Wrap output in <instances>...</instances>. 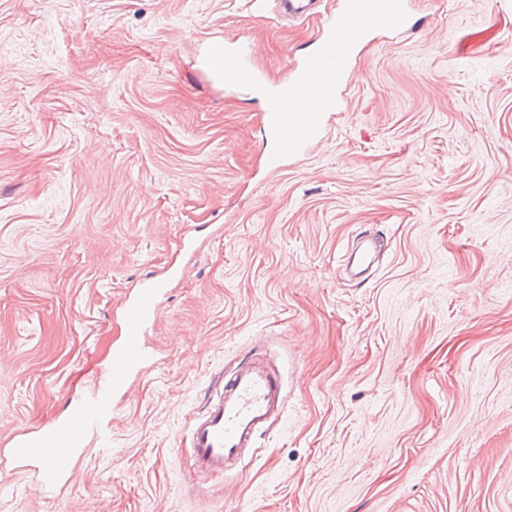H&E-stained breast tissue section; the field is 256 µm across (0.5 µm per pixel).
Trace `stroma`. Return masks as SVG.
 Here are the masks:
<instances>
[{"label": "stroma", "instance_id": "stroma-1", "mask_svg": "<svg viewBox=\"0 0 512 512\" xmlns=\"http://www.w3.org/2000/svg\"><path fill=\"white\" fill-rule=\"evenodd\" d=\"M271 7L0 0V446L62 418L126 293L167 282L109 446L63 486L0 475V512H512V0H417L276 171L261 98L197 64L236 37L285 79L318 22ZM258 355L282 413L201 474L194 420Z\"/></svg>", "mask_w": 512, "mask_h": 512}]
</instances>
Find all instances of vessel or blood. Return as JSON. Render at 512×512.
Instances as JSON below:
<instances>
[{"label": "vessel or blood", "mask_w": 512, "mask_h": 512, "mask_svg": "<svg viewBox=\"0 0 512 512\" xmlns=\"http://www.w3.org/2000/svg\"><path fill=\"white\" fill-rule=\"evenodd\" d=\"M278 4L289 20L319 18L315 47L291 64L286 80L271 85L251 65L247 48L228 37L224 72L218 74L224 86L264 91L266 135L274 144L266 162L273 169L321 135L324 117L339 107L336 91L346 81L358 47L375 33L403 30L411 22L409 0H340L336 9L322 14L317 0H278ZM293 98L306 100L305 118L288 116L285 103ZM163 294V283L156 281L125 297V336L112 347L105 377L91 396L73 403L52 426L13 436L7 447L11 466L35 467L42 483L57 485L86 446L108 444L117 394L131 378L154 365L145 334L158 317ZM281 407V377L269 364L251 359L225 373L217 382L216 400L192 429L191 448L198 469L223 472L229 460L252 447L257 432Z\"/></svg>", "instance_id": "vessel-or-blood-1"}]
</instances>
